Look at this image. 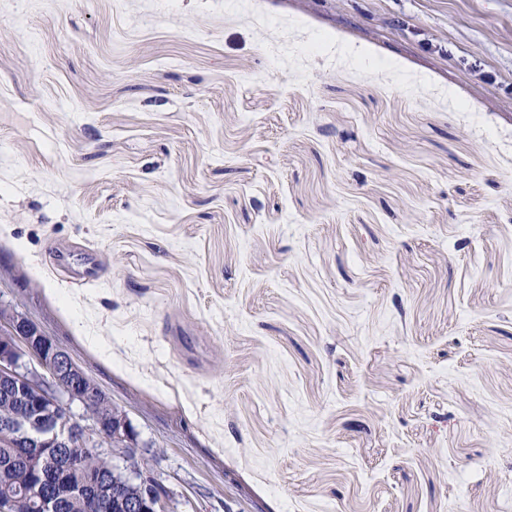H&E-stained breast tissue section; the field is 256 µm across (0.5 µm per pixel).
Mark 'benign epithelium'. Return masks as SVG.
Returning a JSON list of instances; mask_svg holds the SVG:
<instances>
[{"mask_svg":"<svg viewBox=\"0 0 512 512\" xmlns=\"http://www.w3.org/2000/svg\"><path fill=\"white\" fill-rule=\"evenodd\" d=\"M0 392L18 412L0 417V446L16 449L29 481L0 495V512H60L71 474L83 473L78 492L91 507L112 512V473L138 452L130 418L112 410L95 382L27 313L0 315ZM62 464L49 472V454ZM112 461L107 472L85 469L89 458ZM135 497L123 512H170V492L153 468L129 469Z\"/></svg>","mask_w":512,"mask_h":512,"instance_id":"obj_1","label":"benign epithelium"}]
</instances>
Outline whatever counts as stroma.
<instances>
[{
  "mask_svg": "<svg viewBox=\"0 0 512 512\" xmlns=\"http://www.w3.org/2000/svg\"><path fill=\"white\" fill-rule=\"evenodd\" d=\"M0 298L172 512H512V0H0Z\"/></svg>",
  "mask_w": 512,
  "mask_h": 512,
  "instance_id": "35a3bbf8",
  "label": "stroma"
}]
</instances>
